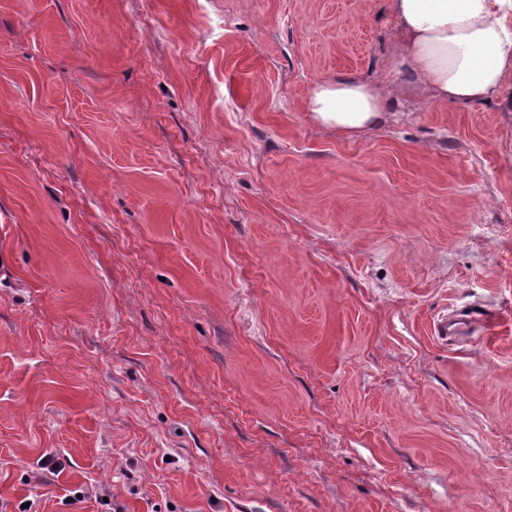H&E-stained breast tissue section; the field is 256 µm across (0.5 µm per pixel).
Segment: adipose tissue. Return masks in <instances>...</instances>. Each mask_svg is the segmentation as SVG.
Returning a JSON list of instances; mask_svg holds the SVG:
<instances>
[{"label":"adipose tissue","mask_w":512,"mask_h":512,"mask_svg":"<svg viewBox=\"0 0 512 512\" xmlns=\"http://www.w3.org/2000/svg\"><path fill=\"white\" fill-rule=\"evenodd\" d=\"M403 42L398 70L440 101L489 103L512 76V0H390ZM393 94L342 75L317 82L306 108L320 125L362 138L382 123Z\"/></svg>","instance_id":"obj_1"}]
</instances>
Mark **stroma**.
Returning a JSON list of instances; mask_svg holds the SVG:
<instances>
[{
    "instance_id": "obj_1",
    "label": "stroma",
    "mask_w": 512,
    "mask_h": 512,
    "mask_svg": "<svg viewBox=\"0 0 512 512\" xmlns=\"http://www.w3.org/2000/svg\"><path fill=\"white\" fill-rule=\"evenodd\" d=\"M398 54L389 0H0V512H512V82L311 119ZM400 89L394 84L383 92L358 77L336 76L314 85L306 108L318 124L350 139L362 138L379 127ZM482 316V313L477 312L457 313L436 323L435 331L438 337L444 340L465 333L472 334Z\"/></svg>"
}]
</instances>
